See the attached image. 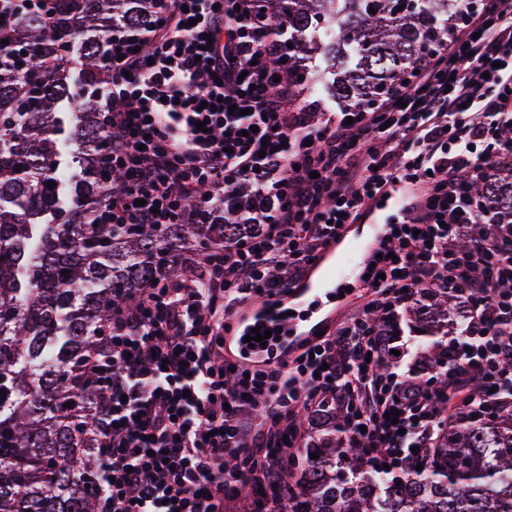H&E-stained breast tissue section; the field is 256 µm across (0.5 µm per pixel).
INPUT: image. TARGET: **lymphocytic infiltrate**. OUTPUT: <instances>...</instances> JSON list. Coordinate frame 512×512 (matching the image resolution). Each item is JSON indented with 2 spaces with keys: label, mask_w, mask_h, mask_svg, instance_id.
<instances>
[{
  "label": "lymphocytic infiltrate",
  "mask_w": 512,
  "mask_h": 512,
  "mask_svg": "<svg viewBox=\"0 0 512 512\" xmlns=\"http://www.w3.org/2000/svg\"><path fill=\"white\" fill-rule=\"evenodd\" d=\"M262 7L158 0L157 25L112 32L107 99L128 108L112 126L126 179L107 223L161 232L214 213L240 230L200 266L176 251L181 276L161 273L136 307L113 300L85 369L95 512H224L246 484L268 512H291L299 408L337 405L344 447L411 474L449 390L465 395L460 416L512 400V224L469 192L512 165V0H482L408 85L353 114L299 103L269 49L282 23ZM394 184L404 201L357 309L261 368L225 356L230 317L289 295ZM428 290L456 298L461 322L421 375L405 318Z\"/></svg>",
  "instance_id": "obj_1"
}]
</instances>
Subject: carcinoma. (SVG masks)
<instances>
[{"label": "carcinoma", "instance_id": "cac0c4a2", "mask_svg": "<svg viewBox=\"0 0 512 512\" xmlns=\"http://www.w3.org/2000/svg\"><path fill=\"white\" fill-rule=\"evenodd\" d=\"M478 6L271 0L288 27L278 71L296 89L306 84L294 62L323 34L336 96L346 109L366 110L448 47ZM155 8V0H45L42 10L22 12L0 0V512H95L86 487L94 390L82 371L109 327L112 301L134 305L162 270L178 276L166 260L182 241L192 240L203 261L224 241L222 218L172 224L164 238L101 222L125 180L112 169L108 134L122 108L101 102L112 82L106 40L118 25L152 27ZM471 192L512 218L511 169ZM453 307V298L431 295L414 317L433 323ZM309 425L293 459V512H512V405L457 422L426 471L401 478L365 471L357 449L340 447L336 406L316 409Z\"/></svg>", "mask_w": 512, "mask_h": 512}]
</instances>
